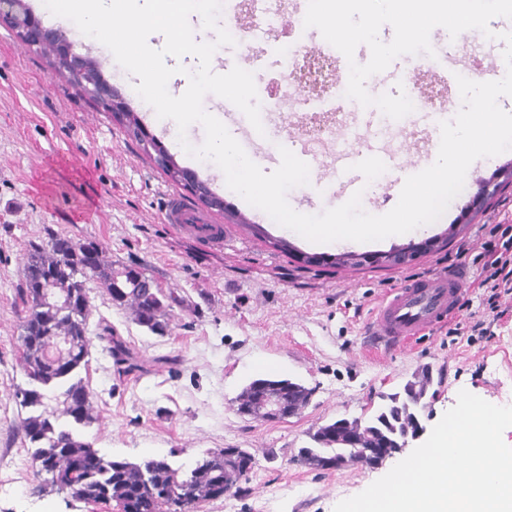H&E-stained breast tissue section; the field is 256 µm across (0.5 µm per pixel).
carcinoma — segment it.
<instances>
[{"mask_svg":"<svg viewBox=\"0 0 512 512\" xmlns=\"http://www.w3.org/2000/svg\"><path fill=\"white\" fill-rule=\"evenodd\" d=\"M100 69L92 58L87 72L70 82L84 91L101 77ZM89 281L97 282L112 303L131 308L135 320L153 333H163L172 308L183 303L140 268L114 267L96 241L52 234L31 246L21 290L27 311L18 351V364L31 388L15 396L21 406L36 408L19 425L24 443L34 448L36 475H46L52 486L86 504L114 502L120 512H190L202 501L224 496L226 488L241 490L249 473L241 472L222 450L182 471L164 458L108 457L75 434L74 427L94 420L93 394L79 376L89 362ZM100 340L106 342L118 373L139 368L121 337L109 332ZM432 384V373L425 368L402 391L383 397L384 403L367 420L339 419L318 427L310 434L311 446L299 450L298 460L309 466L336 457L344 463H364L366 454L375 450L398 454L406 436L420 424L422 399ZM270 397L299 411L308 403L310 390L289 379L258 378L243 388L237 406L258 410Z\"/></svg>","mask_w":512,"mask_h":512,"instance_id":"carcinoma-1","label":"carcinoma"}]
</instances>
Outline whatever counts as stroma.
Listing matches in <instances>:
<instances>
[{
    "mask_svg": "<svg viewBox=\"0 0 512 512\" xmlns=\"http://www.w3.org/2000/svg\"><path fill=\"white\" fill-rule=\"evenodd\" d=\"M304 11L283 0L270 33L252 38L243 22L218 13L219 26L232 32L234 45L219 47L213 68L252 69L259 107L270 96L293 104L300 91L286 77L280 53L286 43L304 38ZM486 36L449 39L445 28L430 33L432 49L452 43L464 71L488 67L480 51ZM76 53L101 61V70L124 96L132 112L159 140L145 101L133 89L135 77L92 43L77 40ZM433 57L407 56L387 78L366 82L370 95L397 94L413 73L431 78ZM250 68V67H249ZM410 113L406 128L385 135L390 149L423 161L440 143L439 128L414 145L419 128ZM303 139L290 114L270 120L257 136L252 157L263 172L276 170L287 136ZM322 161L310 169L308 184L287 193L297 212L317 215L339 200L342 177L323 142L311 145ZM381 181L365 178L362 209L372 215L398 202L408 169L381 165ZM512 172V150L477 162L467 171L461 193L436 221V235L448 246L391 269L301 267L290 253L271 248L288 239L276 223L228 188L224 175L202 170L200 177L223 196V223L240 242L225 251L209 250L172 233L156 205L173 182L109 112L60 77L15 32L0 26V512H111L58 491L35 477L33 451L18 430L28 410L15 397L29 382L16 363L24 317L20 290L31 244L57 233L100 243L112 263L134 265L160 288L183 298L166 331L140 326L130 308L111 303L97 282H89L92 338L86 379L94 394L95 420L79 427L84 441L113 458L167 459L185 469L209 452L243 448L255 458L239 492L203 502L196 512H334L385 475L386 466H342L318 470L302 465L297 454L319 426L338 419H368L385 395L401 391L407 380L430 367L433 384L420 422L432 430L451 409L460 390L485 401L512 405V296H502L495 317L476 286L485 276L478 255L498 224L512 225V186L478 213L468 207L480 187L502 172ZM458 263L469 267L474 285L448 325L417 340L409 350L374 351L368 323L386 292L410 276L431 274ZM490 323L493 337L475 335L476 322ZM112 329L131 348L140 368L118 376L99 339ZM289 378L308 388V404L291 418L271 421L240 416L237 398L260 373Z\"/></svg>",
    "mask_w": 512,
    "mask_h": 512,
    "instance_id": "35a3bbf8",
    "label": "stroma"
}]
</instances>
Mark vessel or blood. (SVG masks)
I'll return each instance as SVG.
<instances>
[{
	"label": "vessel or blood",
	"mask_w": 512,
	"mask_h": 512,
	"mask_svg": "<svg viewBox=\"0 0 512 512\" xmlns=\"http://www.w3.org/2000/svg\"><path fill=\"white\" fill-rule=\"evenodd\" d=\"M375 124L389 132L402 127L401 121L377 112L372 122L356 119L351 125L342 127L335 140L332 160L337 167L351 173L342 185L344 195H353L361 189L358 170L371 164L369 154L349 152L347 143L357 138L359 130H370ZM159 216L162 223L170 225L179 234L212 246L221 248L233 239L230 227L219 224L211 214L176 192L165 195ZM469 279L468 267L459 265L442 273L407 280L376 308L371 320L374 335L378 341L389 345H405L446 323L458 309Z\"/></svg>",
	"instance_id": "obj_1"
}]
</instances>
